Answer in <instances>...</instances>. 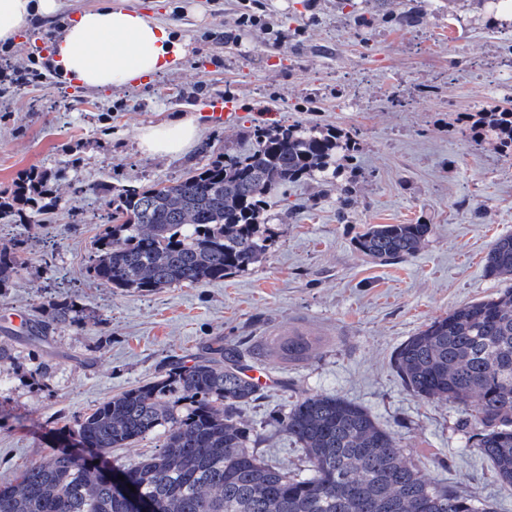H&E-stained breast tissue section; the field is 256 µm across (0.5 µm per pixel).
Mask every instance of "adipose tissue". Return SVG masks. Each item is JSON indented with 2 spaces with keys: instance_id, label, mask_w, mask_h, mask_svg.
<instances>
[{
  "instance_id": "obj_1",
  "label": "adipose tissue",
  "mask_w": 512,
  "mask_h": 512,
  "mask_svg": "<svg viewBox=\"0 0 512 512\" xmlns=\"http://www.w3.org/2000/svg\"><path fill=\"white\" fill-rule=\"evenodd\" d=\"M59 0H0V42L12 40L31 21L54 15ZM186 53L173 29L158 19L107 2L84 11L56 43L51 67L87 88L122 87L171 68ZM200 137L193 113L184 112L167 129L140 135L143 153L180 155Z\"/></svg>"
}]
</instances>
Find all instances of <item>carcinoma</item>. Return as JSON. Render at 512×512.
Wrapping results in <instances>:
<instances>
[{
  "label": "carcinoma",
  "mask_w": 512,
  "mask_h": 512,
  "mask_svg": "<svg viewBox=\"0 0 512 512\" xmlns=\"http://www.w3.org/2000/svg\"><path fill=\"white\" fill-rule=\"evenodd\" d=\"M424 0L395 16L411 26ZM462 127L476 139L495 138L512 157V109L464 112ZM241 156L228 153L172 184L112 193L101 182L78 191L110 194L112 225L95 243L90 270L102 285L126 291L195 286L248 270L270 248L266 198L290 182L336 176V159L356 142L332 130L293 123L264 125ZM49 178L29 173L0 191V222L15 224L51 197ZM427 224H371L356 250L381 263L418 254ZM22 267L17 249H0V290ZM487 272L506 282L487 299L461 305L427 323L397 349L395 366L423 399L469 411L476 453L501 487L512 490V235L491 248ZM82 310L71 300L48 303L30 322L32 339L75 326ZM236 344L192 362L177 359L154 378L112 396L80 422L77 434L97 457L156 433L161 444L131 465H114L154 512H491L470 494L428 482L389 430L363 406L337 394L298 398L276 419L297 443L306 468L290 472L255 451L257 431L242 417L259 397ZM0 512H127L102 468L84 458L50 452L0 487Z\"/></svg>",
  "instance_id": "obj_1"
}]
</instances>
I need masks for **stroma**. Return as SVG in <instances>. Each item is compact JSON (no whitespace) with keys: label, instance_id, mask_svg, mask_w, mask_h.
Returning <instances> with one entry per match:
<instances>
[{"label":"stroma","instance_id":"1","mask_svg":"<svg viewBox=\"0 0 512 512\" xmlns=\"http://www.w3.org/2000/svg\"><path fill=\"white\" fill-rule=\"evenodd\" d=\"M102 0H62L51 19L13 43L14 60H46L36 39ZM148 12L187 40L177 67L152 81L89 89L50 78L0 95V189L45 172L57 201L31 224L0 226V248L23 243L24 264L0 291V311L41 317L68 298L81 326L45 342L0 326L13 362L0 369V487L50 451L90 457L77 428L113 394L150 379L164 362L230 341L264 369L268 384L244 418L261 434L259 454L284 468L302 452L272 420L296 398L334 393L367 408L409 451L429 481L512 512V491L473 450L463 406L413 395L397 373L396 349L431 320L495 295L486 270L494 241L512 234V159L495 141L458 133L460 112L512 108V19L487 21L480 0L449 12L427 0L413 26L395 25L412 0H264L265 23L239 27L243 0H111ZM374 15L360 26L359 13ZM228 96L235 124L212 123L204 102ZM194 110L200 139L185 155L145 154L139 135ZM276 123L338 129L357 149L329 183L302 180L268 199L271 245L250 270L201 286L127 292L89 275L96 239L110 222L106 198L82 184L166 185L207 163L203 145L243 153L264 112ZM353 201L347 220L337 202ZM430 225L420 252L383 264L355 239L370 224ZM306 342L298 360L274 343Z\"/></svg>","mask_w":512,"mask_h":512}]
</instances>
